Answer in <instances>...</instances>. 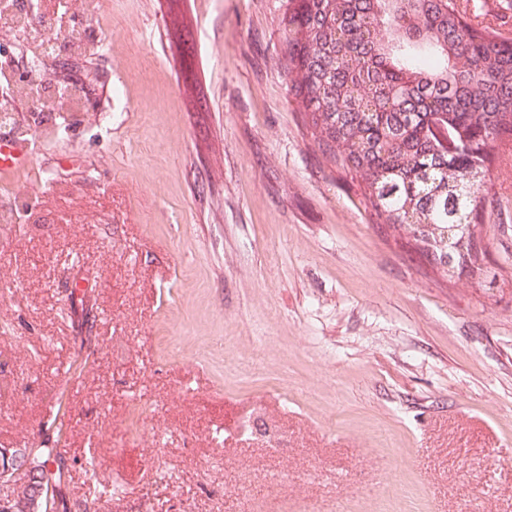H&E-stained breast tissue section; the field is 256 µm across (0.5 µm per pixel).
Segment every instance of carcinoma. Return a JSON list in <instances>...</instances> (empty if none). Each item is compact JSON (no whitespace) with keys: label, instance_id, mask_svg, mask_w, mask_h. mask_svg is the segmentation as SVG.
<instances>
[{"label":"carcinoma","instance_id":"obj_1","mask_svg":"<svg viewBox=\"0 0 512 512\" xmlns=\"http://www.w3.org/2000/svg\"><path fill=\"white\" fill-rule=\"evenodd\" d=\"M284 66L322 154L355 173L377 220L413 237L451 276L482 273L475 223L486 162L512 139V39L473 23L462 0H287ZM444 127L453 149L433 130ZM55 491L56 448H16ZM14 512L48 495L0 481Z\"/></svg>","mask_w":512,"mask_h":512}]
</instances>
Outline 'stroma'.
I'll return each instance as SVG.
<instances>
[{
    "instance_id": "obj_1",
    "label": "stroma",
    "mask_w": 512,
    "mask_h": 512,
    "mask_svg": "<svg viewBox=\"0 0 512 512\" xmlns=\"http://www.w3.org/2000/svg\"><path fill=\"white\" fill-rule=\"evenodd\" d=\"M285 8L101 0L42 56L82 108L0 180V448L59 449L49 512L89 458L98 512H512V158L448 279L313 143Z\"/></svg>"
}]
</instances>
